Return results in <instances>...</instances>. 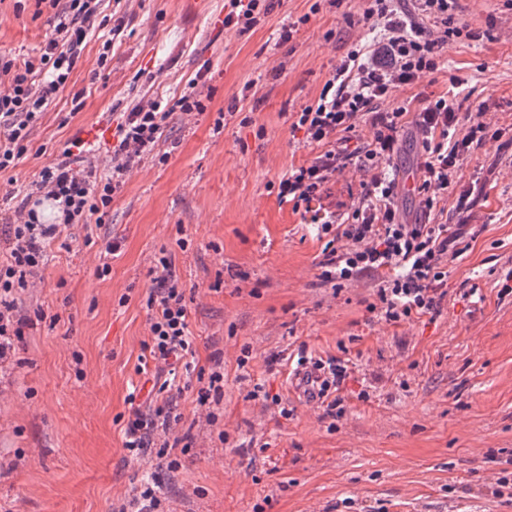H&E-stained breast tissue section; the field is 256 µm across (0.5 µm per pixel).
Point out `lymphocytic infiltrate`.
<instances>
[{
  "label": "lymphocytic infiltrate",
  "mask_w": 512,
  "mask_h": 512,
  "mask_svg": "<svg viewBox=\"0 0 512 512\" xmlns=\"http://www.w3.org/2000/svg\"><path fill=\"white\" fill-rule=\"evenodd\" d=\"M456 0H366L363 18L381 35L377 45L350 50L334 66L317 99L301 107L291 123L304 143L321 152L309 164L293 168L278 183L280 201L294 208H310L320 201L328 183L347 164L366 175L357 202L346 219L335 214L321 218V231L332 241L320 262L323 280L333 283L384 273L372 310L386 322L398 323L415 314H436L447 294L449 252L458 231L448 224H414L403 220L397 184L385 165L396 153L409 115L406 104L380 109L395 91L416 84L445 64L448 46L462 27L454 19ZM54 8V34L37 56L19 62L0 56V172L13 167L28 150L31 134L58 93L67 86L90 32L100 26V0H47ZM275 0H228L225 26L239 33L265 23ZM206 105L190 91L173 101L137 102L117 113L109 148L110 175L98 176L86 157L64 149L45 165L32 184L39 201L52 202L62 216L57 224L40 223L25 206L0 217V366L10 361L30 318L18 299L44 264V245L63 232L90 224H104L124 177L153 156L168 119L176 113L200 115ZM414 125L421 136L422 160L415 193L424 216L430 215L454 185L465 155L490 141V126L474 120L456 97L425 98ZM368 123L369 140L358 134ZM155 289L147 301L149 341L145 348L158 371L176 369L189 352L185 292L170 270L168 256H160ZM303 382L317 388L329 417L341 416L338 391L349 366L299 355ZM170 427L166 406L131 408L124 446L133 455L153 453L167 469L178 468L176 451L181 438L163 437Z\"/></svg>",
  "instance_id": "lymphocytic-infiltrate-1"
}]
</instances>
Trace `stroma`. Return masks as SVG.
Segmentation results:
<instances>
[{
  "label": "stroma",
  "mask_w": 512,
  "mask_h": 512,
  "mask_svg": "<svg viewBox=\"0 0 512 512\" xmlns=\"http://www.w3.org/2000/svg\"><path fill=\"white\" fill-rule=\"evenodd\" d=\"M224 3L102 0L104 26L89 34L27 153L0 172L1 183L27 191L84 129L111 127L113 113L141 97L183 94L209 66L199 88L207 110L171 116L157 148L167 161L148 158L127 174L106 224L77 229L70 249L52 242L21 296L35 323L0 366V512H112L143 482L161 485L166 512H512V293L503 290L512 272V0H458L456 20L481 39L454 40L448 70L394 94L419 111L456 72L466 108L503 133L457 171L459 186L482 187L470 205L458 208L452 190L432 214L463 227L440 313L397 324L368 310L376 278L338 289L322 279L327 236L277 197L279 179L320 152L292 131L293 112L354 44L378 38L362 20L364 0L324 2L316 13L315 0H280L244 35L217 26ZM52 16L43 0H0V54L36 56ZM238 98L253 124L227 114ZM362 178L352 165L337 173L321 208L347 212ZM105 237L121 244L106 259ZM162 251L189 298L192 347L175 378L172 429L192 446L173 471L124 446L127 400L154 369L147 298ZM302 349L349 360L341 418H324L297 389ZM216 360L224 389L204 407L198 372ZM257 386L263 396H253Z\"/></svg>",
  "instance_id": "35a3bbf8"
}]
</instances>
